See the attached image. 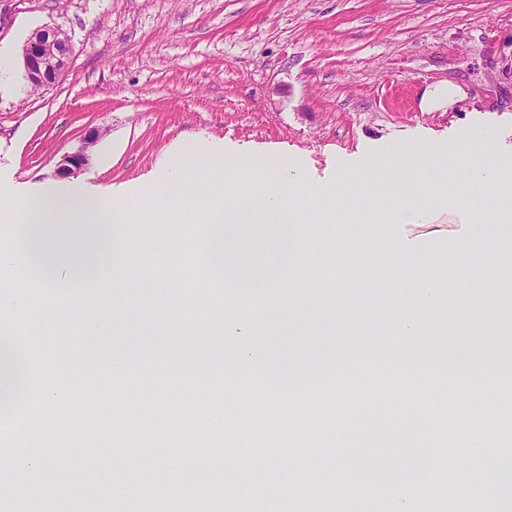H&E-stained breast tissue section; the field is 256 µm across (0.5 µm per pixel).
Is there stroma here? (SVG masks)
Wrapping results in <instances>:
<instances>
[{"mask_svg":"<svg viewBox=\"0 0 512 512\" xmlns=\"http://www.w3.org/2000/svg\"><path fill=\"white\" fill-rule=\"evenodd\" d=\"M44 26L66 33L72 55L61 80L36 91L22 49ZM448 80L466 98L421 111L423 89ZM94 130L92 161L71 180L126 203L142 246L122 257L127 280L101 272L72 307L58 308L49 286L0 283V318L41 345L34 381L65 395L43 411L44 455L24 501L0 497V512H27L36 494L45 512H80L72 477L94 478L103 455L106 481L132 491L112 512H148L157 499L166 512H308L318 499L326 512H384L388 488L339 483L350 450L336 425L366 414L389 421L368 437L378 472H424L436 489L415 493L412 512H452L476 464L512 453V427L495 409L502 394L482 403L459 390L451 419L436 380L417 369L451 358L484 373L512 341V284L449 275L470 249L487 267L512 252V231L491 222L498 191L466 205L467 179L449 177L446 160L477 132L475 161L491 149L512 163V0H0V194L61 182L60 159ZM398 150L430 157L396 164ZM209 151L212 172L182 170L185 156ZM227 152L240 165L225 167ZM284 158L308 189L346 184L332 201L346 221L313 225L309 238L329 258L306 269L303 287L266 293L259 308L272 324L255 342L284 374L354 372L368 392L357 406L332 387L296 400L263 369L234 373L224 323L246 309L184 276L205 265L194 232L225 182L276 187ZM412 203L422 218L395 220ZM340 250L341 266L330 258ZM401 251L444 280L431 311L408 307L412 291L389 264ZM142 268L154 275L144 287ZM409 316L414 341L400 325ZM147 370L161 388L142 387ZM144 405L153 417L137 426H67ZM317 422L323 433L311 431ZM187 445L189 465L179 459ZM257 466L279 496L240 481ZM448 486L453 496L442 495Z\"/></svg>","mask_w":512,"mask_h":512,"instance_id":"obj_1","label":"stroma"}]
</instances>
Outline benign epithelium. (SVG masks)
Wrapping results in <instances>:
<instances>
[{
  "label": "benign epithelium",
  "mask_w": 512,
  "mask_h": 512,
  "mask_svg": "<svg viewBox=\"0 0 512 512\" xmlns=\"http://www.w3.org/2000/svg\"><path fill=\"white\" fill-rule=\"evenodd\" d=\"M70 54L69 40L62 29L45 27L33 32L23 49L24 69L30 85L42 88L58 82L67 69ZM98 138L99 133H91L77 151L64 156L59 173L73 175L89 165L92 147Z\"/></svg>",
  "instance_id": "7a95c632"
}]
</instances>
